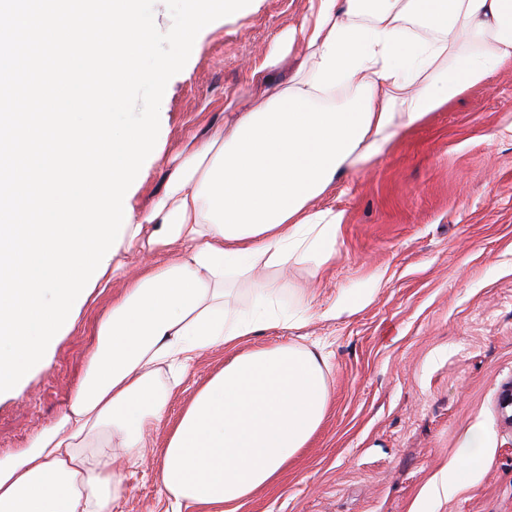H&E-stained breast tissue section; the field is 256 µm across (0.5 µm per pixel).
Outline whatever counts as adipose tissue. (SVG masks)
Masks as SVG:
<instances>
[{
	"label": "adipose tissue",
	"instance_id": "adipose-tissue-1",
	"mask_svg": "<svg viewBox=\"0 0 512 512\" xmlns=\"http://www.w3.org/2000/svg\"><path fill=\"white\" fill-rule=\"evenodd\" d=\"M420 34H411V26ZM303 58L283 52L251 75L258 105L223 135L189 148L122 246L160 250L137 267L98 321L75 392L29 447L0 458V512H113L127 467L166 432L159 479L170 512H243L280 479L322 425L330 395L322 346L242 350L279 326L278 282L290 263L336 260L344 213L317 202L365 170L402 134L512 63V0H309ZM343 90L340 103L328 96ZM251 283L252 304L226 301ZM224 347L223 366L177 418L167 367ZM461 470L430 494L450 496L488 462L483 433Z\"/></svg>",
	"mask_w": 512,
	"mask_h": 512
}]
</instances>
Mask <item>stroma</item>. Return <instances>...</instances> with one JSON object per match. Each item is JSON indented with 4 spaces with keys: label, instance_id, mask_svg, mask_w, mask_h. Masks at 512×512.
Returning <instances> with one entry per match:
<instances>
[{
    "label": "stroma",
    "instance_id": "obj_1",
    "mask_svg": "<svg viewBox=\"0 0 512 512\" xmlns=\"http://www.w3.org/2000/svg\"><path fill=\"white\" fill-rule=\"evenodd\" d=\"M307 0H252L248 13L218 19L168 82L160 106L159 158L144 163L130 204L144 213L168 161L208 127L225 101L251 105L249 77ZM333 201L345 213L336 261L321 274L292 266L303 288V324L266 329L249 349L325 342L331 369L326 418L273 489L246 512H512V425L498 398L512 381V64L432 113L368 171L347 177ZM381 286L352 313L328 317L341 289ZM97 296L58 342L51 368L19 394L0 398V457L28 447L53 422L87 364ZM203 353L168 406L177 417L224 362ZM484 434L489 462L451 497L429 487L462 463L461 442ZM158 460L126 473L115 512H166Z\"/></svg>",
    "mask_w": 512,
    "mask_h": 512
}]
</instances>
